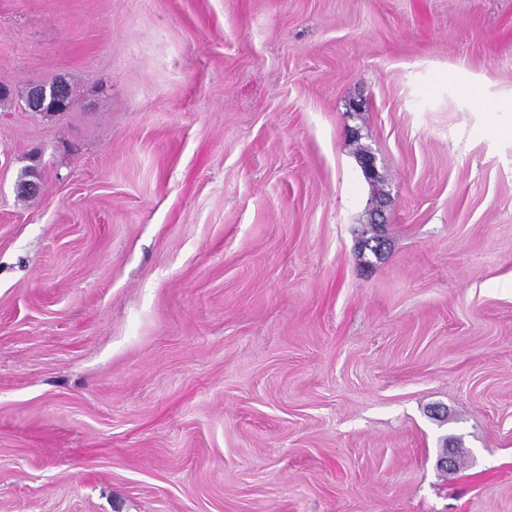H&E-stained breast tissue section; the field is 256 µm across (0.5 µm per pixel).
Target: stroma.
Listing matches in <instances>:
<instances>
[{"label":"stroma","instance_id":"1","mask_svg":"<svg viewBox=\"0 0 512 512\" xmlns=\"http://www.w3.org/2000/svg\"><path fill=\"white\" fill-rule=\"evenodd\" d=\"M0 85V512H512V0H0ZM39 87L42 90V92H44L45 101L42 104V107L39 110H37L36 112H42V113H44V112L45 113L60 112V110L58 109L56 102H55V94H56L57 90H62V88L68 89V93L70 95L69 99H67L65 97L67 100V103L71 105L65 112L69 111L71 109V107L73 106L74 93H73V90H72V87H71L69 81L65 80L64 78H57L49 84H39Z\"/></svg>","mask_w":512,"mask_h":512}]
</instances>
